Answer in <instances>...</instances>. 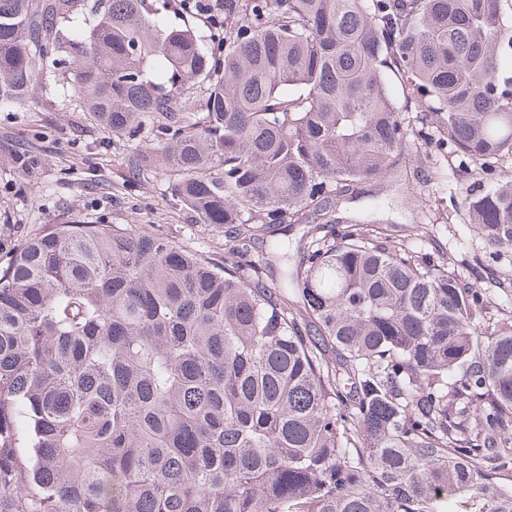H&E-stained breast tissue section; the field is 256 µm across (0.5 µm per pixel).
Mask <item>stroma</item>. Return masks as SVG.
<instances>
[{"label":"stroma","instance_id":"1","mask_svg":"<svg viewBox=\"0 0 512 512\" xmlns=\"http://www.w3.org/2000/svg\"><path fill=\"white\" fill-rule=\"evenodd\" d=\"M164 147L163 139L147 128L133 136L104 132L79 99L64 92L58 74L41 76L24 107L0 109V242L13 249L54 224H113L223 262V234L180 205L164 165L130 178L129 159L135 151L159 156ZM18 152L37 159L32 172L17 169ZM406 158L420 171L412 199L383 184V207L352 199L341 201L340 211L401 236L427 220L436 228L437 244L454 248L465 287L487 288L484 269L471 262L470 252L479 241L467 229L459 202L466 178L453 166L432 164L414 150H407Z\"/></svg>","mask_w":512,"mask_h":512}]
</instances>
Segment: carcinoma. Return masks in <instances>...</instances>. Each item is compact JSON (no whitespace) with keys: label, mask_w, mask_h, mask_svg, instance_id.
I'll return each mask as SVG.
<instances>
[{"label":"carcinoma","mask_w":512,"mask_h":512,"mask_svg":"<svg viewBox=\"0 0 512 512\" xmlns=\"http://www.w3.org/2000/svg\"><path fill=\"white\" fill-rule=\"evenodd\" d=\"M168 11L0 0V106L61 71L101 127L164 137L172 194L224 234L222 264L111 224L12 251L0 512H512V305L489 306L512 302V174L489 179L512 158V0H224L213 49ZM410 142L470 181L488 292L434 225L339 213L377 180L414 195Z\"/></svg>","instance_id":"cac0c4a2"}]
</instances>
